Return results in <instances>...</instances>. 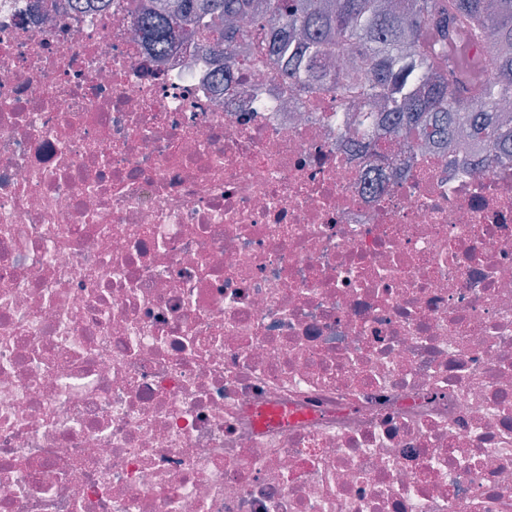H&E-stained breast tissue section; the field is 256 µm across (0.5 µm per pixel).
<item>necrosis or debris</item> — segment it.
I'll return each instance as SVG.
<instances>
[{"instance_id": "1", "label": "necrosis or debris", "mask_w": 512, "mask_h": 512, "mask_svg": "<svg viewBox=\"0 0 512 512\" xmlns=\"http://www.w3.org/2000/svg\"><path fill=\"white\" fill-rule=\"evenodd\" d=\"M159 4L0 0V512H512V162ZM199 0H162L161 8L154 14L137 20L136 33L145 43L165 47L177 36L180 17L192 11Z\"/></svg>"}]
</instances>
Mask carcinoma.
Listing matches in <instances>:
<instances>
[{
  "label": "carcinoma",
  "instance_id": "1",
  "mask_svg": "<svg viewBox=\"0 0 512 512\" xmlns=\"http://www.w3.org/2000/svg\"><path fill=\"white\" fill-rule=\"evenodd\" d=\"M198 0H162L136 33L159 48ZM205 48L233 55L245 23L265 26L269 54L304 92L369 111L419 144L486 142L480 170L512 161V0H206Z\"/></svg>",
  "mask_w": 512,
  "mask_h": 512
}]
</instances>
